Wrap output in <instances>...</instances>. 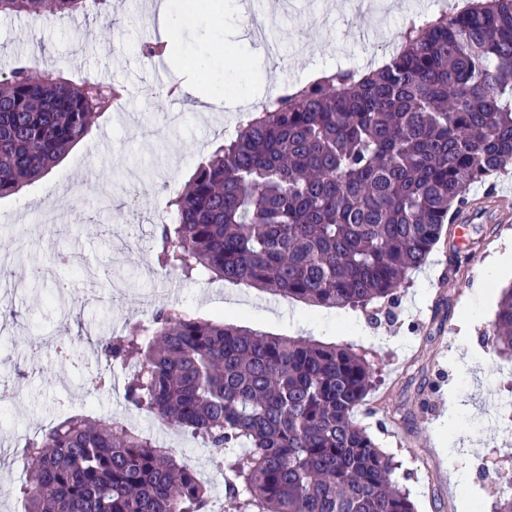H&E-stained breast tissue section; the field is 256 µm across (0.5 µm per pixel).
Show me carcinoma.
<instances>
[{
    "label": "carcinoma",
    "mask_w": 512,
    "mask_h": 512,
    "mask_svg": "<svg viewBox=\"0 0 512 512\" xmlns=\"http://www.w3.org/2000/svg\"><path fill=\"white\" fill-rule=\"evenodd\" d=\"M109 0H0L43 20ZM380 66L324 72L238 122L157 225L155 262L312 307L390 301L475 183L512 168V0L413 16ZM117 95L16 67L0 82V199L46 174ZM485 340L512 357V286ZM133 365L125 399L209 448L232 512H415L354 419L373 364L350 347L162 305L96 338ZM24 512H214L211 487L116 418L72 414L25 441Z\"/></svg>",
    "instance_id": "1"
}]
</instances>
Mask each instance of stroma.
Listing matches in <instances>:
<instances>
[{
    "label": "stroma",
    "instance_id": "1",
    "mask_svg": "<svg viewBox=\"0 0 512 512\" xmlns=\"http://www.w3.org/2000/svg\"><path fill=\"white\" fill-rule=\"evenodd\" d=\"M152 0H110L111 23L77 12L45 23L21 14L0 17V80L10 77L18 60H42L44 71L69 82L127 81L140 94L124 117L101 114L89 134L49 173L0 199V254L14 251L17 225L36 226L45 205H54L57 235L42 239L5 274L16 283L0 304V388L14 397L0 410V512H22L19 484L12 473L17 441L61 418L90 412L118 417L149 438H156L150 414L124 399L126 372L115 369L110 390L93 392L84 380L95 346L79 328L124 334L149 319L161 305L180 307L200 319L225 320L273 335L311 338L349 345L368 354L378 378L354 417L398 464L396 478L411 492L417 512H464L460 495L468 493L479 512H493L506 486L478 479L476 464L512 475V436L500 435L495 403L512 395V362L492 352L482 333L498 300L486 297L479 272L486 261L512 247V170L493 183L471 188L470 207L449 227L450 238L412 271L395 304L368 308H311L244 285L220 280H186L157 273L152 246L157 222L167 212V196L154 186L184 188L196 165L224 142V113L187 111L169 97L143 95L153 81L154 63L139 52L144 37L162 29ZM439 0H387L376 14L371 0H293L278 9L274 23L278 57L264 56L256 42L233 26L206 29L198 16L185 17L162 69L170 82L184 81L185 65L209 60L203 85L220 77L226 63L259 68L266 79L253 92L265 98L287 85L300 84L324 70L377 67L394 50L407 18L435 14ZM364 30L378 39L361 40ZM184 112L183 122L167 125V112ZM150 171L152 186L137 202L113 198L111 213L73 195L78 178L98 176L122 182L128 169ZM469 249L458 264L453 247ZM77 254L91 266L112 263L122 290L92 286L73 266H57L58 252ZM63 337L75 341V359L56 358L53 346ZM463 442L464 453L446 448Z\"/></svg>",
    "mask_w": 512,
    "mask_h": 512
}]
</instances>
